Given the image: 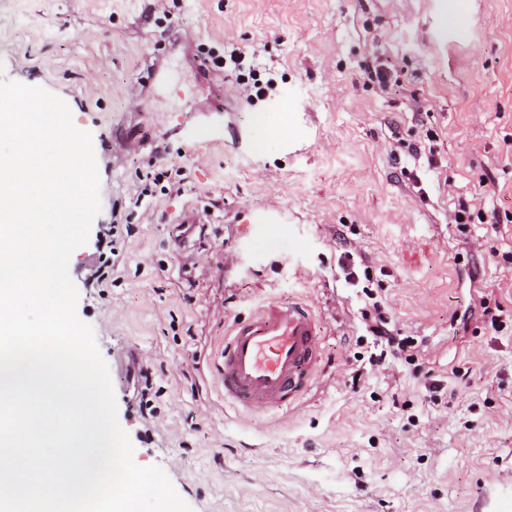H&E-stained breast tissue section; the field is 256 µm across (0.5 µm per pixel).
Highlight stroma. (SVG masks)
<instances>
[{"instance_id":"35a3bbf8","label":"stroma","mask_w":512,"mask_h":512,"mask_svg":"<svg viewBox=\"0 0 512 512\" xmlns=\"http://www.w3.org/2000/svg\"><path fill=\"white\" fill-rule=\"evenodd\" d=\"M0 75L92 136L101 211L69 273L136 464L194 512H512V0H0ZM189 211L197 249L171 239ZM288 298L322 331L315 382L241 412L224 338ZM373 298L414 359L374 345Z\"/></svg>"}]
</instances>
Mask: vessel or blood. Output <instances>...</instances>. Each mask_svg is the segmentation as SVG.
Here are the masks:
<instances>
[{"label":"vessel or blood","mask_w":512,"mask_h":512,"mask_svg":"<svg viewBox=\"0 0 512 512\" xmlns=\"http://www.w3.org/2000/svg\"><path fill=\"white\" fill-rule=\"evenodd\" d=\"M320 328L300 301H272L237 320L224 341V395L243 409L283 410L310 387Z\"/></svg>","instance_id":"vessel-or-blood-1"}]
</instances>
